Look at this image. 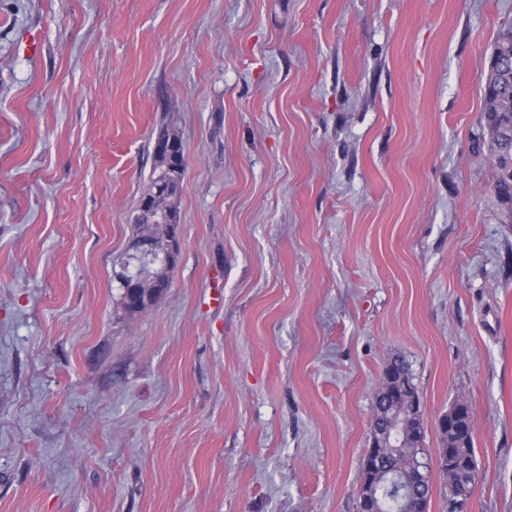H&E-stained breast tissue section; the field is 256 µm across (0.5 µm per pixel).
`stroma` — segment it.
I'll list each match as a JSON object with an SVG mask.
<instances>
[{"label": "stroma", "instance_id": "1", "mask_svg": "<svg viewBox=\"0 0 512 512\" xmlns=\"http://www.w3.org/2000/svg\"><path fill=\"white\" fill-rule=\"evenodd\" d=\"M511 22L512 0H0V512H356L397 356L426 448L470 406L468 512H512V210L479 85ZM165 124L178 256L128 315L113 260Z\"/></svg>", "mask_w": 512, "mask_h": 512}]
</instances>
